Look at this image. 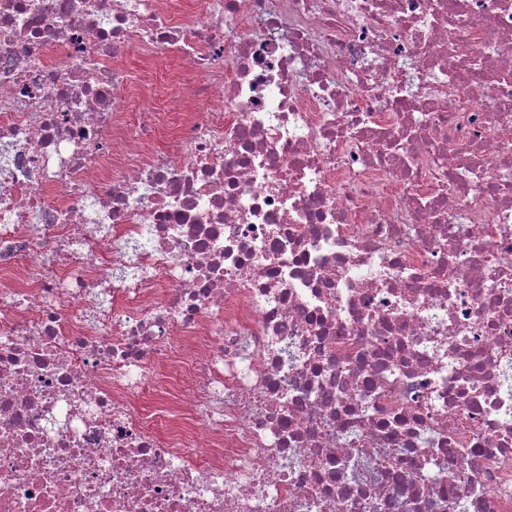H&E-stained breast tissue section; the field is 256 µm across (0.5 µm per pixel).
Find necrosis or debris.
<instances>
[{"label":"necrosis or debris","mask_w":512,"mask_h":512,"mask_svg":"<svg viewBox=\"0 0 512 512\" xmlns=\"http://www.w3.org/2000/svg\"><path fill=\"white\" fill-rule=\"evenodd\" d=\"M505 170L512 0H0V512H512ZM153 67L159 71L156 84L159 97H169L173 101H178L181 96V88L171 77L177 71V63L163 57H158L154 59Z\"/></svg>","instance_id":"obj_1"}]
</instances>
